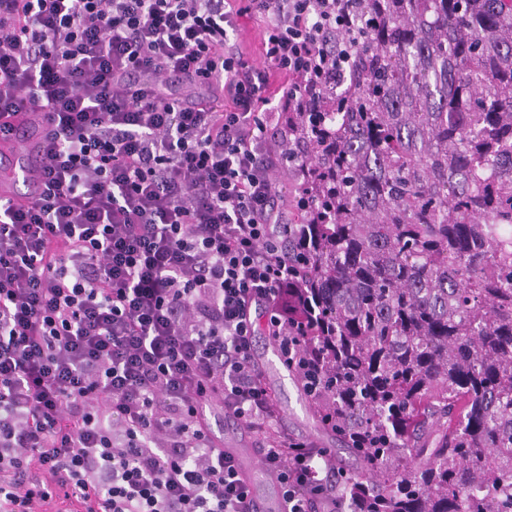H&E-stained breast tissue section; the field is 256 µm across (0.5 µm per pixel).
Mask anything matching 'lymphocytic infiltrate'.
<instances>
[{
	"label": "lymphocytic infiltrate",
	"instance_id": "1",
	"mask_svg": "<svg viewBox=\"0 0 512 512\" xmlns=\"http://www.w3.org/2000/svg\"><path fill=\"white\" fill-rule=\"evenodd\" d=\"M361 0H0V512H262L217 432L251 433L285 512H341L255 338L309 335L306 129L352 83ZM264 21L262 64L241 17ZM31 151L32 147L30 146V143H27L24 148H18L14 151V153L10 156V163L8 165L2 164V187L10 180L30 175L29 171L31 163L34 161Z\"/></svg>",
	"mask_w": 512,
	"mask_h": 512
}]
</instances>
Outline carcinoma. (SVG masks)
Instances as JSON below:
<instances>
[{"label": "carcinoma", "instance_id": "1", "mask_svg": "<svg viewBox=\"0 0 512 512\" xmlns=\"http://www.w3.org/2000/svg\"><path fill=\"white\" fill-rule=\"evenodd\" d=\"M299 269L334 285L316 423L353 512H512V0H365Z\"/></svg>", "mask_w": 512, "mask_h": 512}]
</instances>
